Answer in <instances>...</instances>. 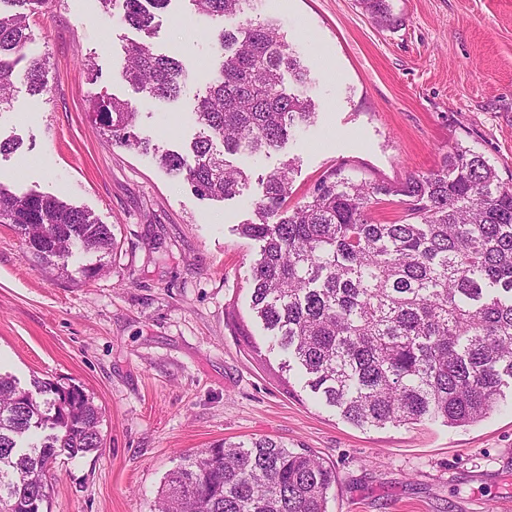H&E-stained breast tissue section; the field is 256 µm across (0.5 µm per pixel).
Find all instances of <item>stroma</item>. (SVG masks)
Returning a JSON list of instances; mask_svg holds the SVG:
<instances>
[{"label": "stroma", "mask_w": 512, "mask_h": 512, "mask_svg": "<svg viewBox=\"0 0 512 512\" xmlns=\"http://www.w3.org/2000/svg\"><path fill=\"white\" fill-rule=\"evenodd\" d=\"M257 0L275 18L310 82L315 123L278 149L241 152L243 194L199 199L153 153L107 143L91 103L130 100L140 137L181 151L217 68L214 23L171 0L151 33L99 0H46L30 20L31 50L50 61L47 92L17 80L0 110V185L37 190L110 225L109 255L74 251L66 274L27 253L0 224V372L29 385L64 376L102 411L98 452L51 472L48 512H156L182 456L217 441L268 436L312 449L336 468L328 512H512V406L451 428L438 421L362 430L283 389L247 355L233 314L247 315L257 242L236 231L263 194V176L294 164L289 205L328 170L397 185L440 168L462 142L512 182V0ZM146 41L185 71L177 99L134 93L120 77L126 48ZM94 60L96 72L84 63ZM98 269L94 278L84 271Z\"/></svg>", "instance_id": "1"}]
</instances>
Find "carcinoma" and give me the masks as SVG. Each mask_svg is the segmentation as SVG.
Returning a JSON list of instances; mask_svg holds the SVG:
<instances>
[{
  "instance_id": "carcinoma-1",
  "label": "carcinoma",
  "mask_w": 512,
  "mask_h": 512,
  "mask_svg": "<svg viewBox=\"0 0 512 512\" xmlns=\"http://www.w3.org/2000/svg\"><path fill=\"white\" fill-rule=\"evenodd\" d=\"M149 33L170 0H99ZM196 13L224 24L252 0H189ZM44 0H0V109L15 79L46 90V59L30 57L29 19ZM220 62L194 112L200 127L190 151L154 149L162 168L185 177L195 194L224 201L243 192L249 174L226 155L279 148L314 119L315 105L290 93L307 69L274 19L247 20L218 32ZM183 67L145 42L127 48L121 79L145 96L180 94ZM112 144L149 149L131 103L92 102ZM291 164L265 178L254 219L240 234L262 243L251 269L249 313L267 331L258 342L235 320L247 354L279 350L277 377L293 366L314 397L362 428L442 420L474 425L512 385V183L499 180L480 153L455 144L440 169L396 186L325 173L308 200L286 201ZM383 196H401L405 218L370 216ZM0 224L12 225L27 250L61 272L73 250H114L109 225L53 195L17 196L0 186ZM101 408L68 378L35 377L31 387L0 373V512H44L52 485L46 465L99 450ZM336 469L306 448L269 437L225 441L184 455L165 477L159 512H328Z\"/></svg>"
}]
</instances>
